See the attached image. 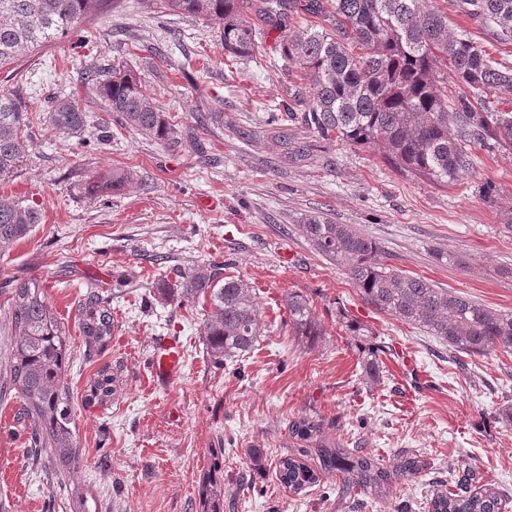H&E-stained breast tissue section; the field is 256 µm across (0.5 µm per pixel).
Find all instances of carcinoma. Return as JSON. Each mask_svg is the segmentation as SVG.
Instances as JSON below:
<instances>
[{
    "instance_id": "carcinoma-1",
    "label": "carcinoma",
    "mask_w": 512,
    "mask_h": 512,
    "mask_svg": "<svg viewBox=\"0 0 512 512\" xmlns=\"http://www.w3.org/2000/svg\"><path fill=\"white\" fill-rule=\"evenodd\" d=\"M111 0H0V69L73 33L79 25L109 9ZM457 11L497 28L512 43V0H454ZM171 12L194 17L217 29L224 52L240 60L253 57L259 27L247 17L251 9L267 26L287 30L274 51L306 81L311 95L300 114L282 118L269 113L266 125L281 144H294L291 157L307 156V135L327 146L342 143L371 148L400 171L440 183L455 179L472 165L468 147L489 143L512 148V109H491L489 95H512V63L493 60L468 34L448 30V12L428 0H164ZM331 27H326L325 23ZM106 110L118 124L159 142L177 134L168 115L131 69L85 65ZM40 106L22 104L0 91V182L28 166L26 129ZM49 120L64 134L83 130L86 112L71 98L51 97ZM41 223V210L0 194V252L26 238ZM314 251L347 271L360 297L375 309L426 332L448 351L469 358L496 350L512 351V311L489 307L424 277L403 273L387 263L379 244L350 224L307 215L298 225ZM11 321L17 340L10 368L0 375V399L14 391L33 433L30 452L48 448L63 466L75 461L77 442L64 386L66 331L51 312L45 285L37 280L10 284ZM158 294L166 302L196 303L204 313L206 349L215 362L237 361L255 348L261 336L259 310L250 283L226 276L219 264L199 266L164 283ZM288 325L294 335L313 344L324 335L312 301L300 293L286 299ZM81 328L100 348L112 339V312L94 291L79 307ZM339 321L359 338L362 372L372 385L383 381L376 333L339 312ZM297 441L319 436L308 418L289 422ZM319 469L294 456L280 459L279 481L293 491L334 476L343 497L355 492L386 497L392 484L421 475L428 464L416 454H402L385 466L362 448L339 442L318 445ZM433 490L429 512H500L503 494L490 484L471 489L466 476L456 490ZM202 512H223L224 479L210 474L200 489Z\"/></svg>"
}]
</instances>
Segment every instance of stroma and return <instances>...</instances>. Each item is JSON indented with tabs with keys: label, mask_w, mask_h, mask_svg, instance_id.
<instances>
[{
	"label": "stroma",
	"mask_w": 512,
	"mask_h": 512,
	"mask_svg": "<svg viewBox=\"0 0 512 512\" xmlns=\"http://www.w3.org/2000/svg\"><path fill=\"white\" fill-rule=\"evenodd\" d=\"M448 28L512 62V44L491 26L452 8ZM279 37L263 32L253 59L239 61L225 54L216 29L166 11L162 0H118L27 56L19 73L0 70V88L70 96L87 114L78 136L33 121L28 167L0 184V194L42 212L30 236L0 253V283L47 284L67 330L65 386L79 450L71 468L47 450L27 456L22 400H1L0 512H201L198 488L214 463L224 475V512H400L405 502L428 512L433 482L452 469L498 488L512 512V426L499 415L512 404V354L498 350L459 370L425 332L366 304L347 272L298 230L302 217L324 213L371 236L404 273L512 310V150L472 146L471 168L445 186L342 144L284 160L266 133L267 115L310 88L285 72L274 53ZM84 60L137 71L176 124V143L113 122ZM199 112L224 118L202 129ZM101 122L110 131L104 141ZM116 170L131 172V183L94 191ZM213 262L254 287L262 333L245 359L221 365L206 352L200 305L157 300L176 271ZM91 286L112 310V340L102 350L80 325ZM291 292L312 300L324 330L318 342L292 334ZM340 307L389 346L380 385L364 380L355 340L336 320ZM173 334L184 343V367L157 389L153 344ZM103 370L114 376L113 393L88 403ZM302 415L321 422L326 439L383 464L413 450L428 468L385 499H342L332 477L292 492L277 478L281 457L317 464L315 449L288 432ZM252 448L264 449L263 465L250 459Z\"/></svg>",
	"instance_id": "stroma-1"
}]
</instances>
